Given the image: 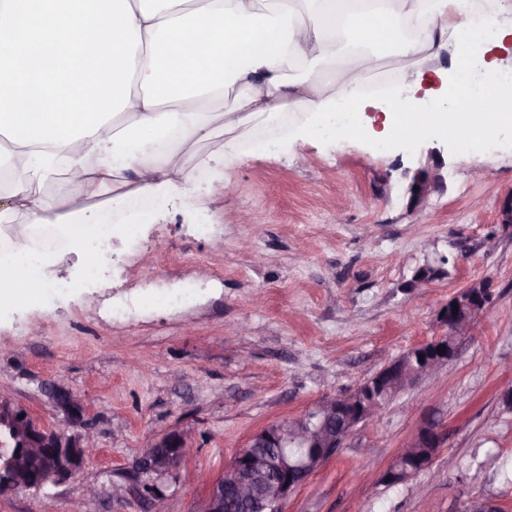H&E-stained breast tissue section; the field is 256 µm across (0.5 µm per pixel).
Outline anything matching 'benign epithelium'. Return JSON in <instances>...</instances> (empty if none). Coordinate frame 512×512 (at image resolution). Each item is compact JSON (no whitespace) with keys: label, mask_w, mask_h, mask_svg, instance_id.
<instances>
[{"label":"benign epithelium","mask_w":512,"mask_h":512,"mask_svg":"<svg viewBox=\"0 0 512 512\" xmlns=\"http://www.w3.org/2000/svg\"><path fill=\"white\" fill-rule=\"evenodd\" d=\"M432 163L414 171L407 186L409 204L419 207L427 202L433 192L445 187L443 173L445 162L440 151H430ZM490 289L469 285L459 294L457 308L444 310L440 320L448 326V335L433 341L445 343L442 352L434 353L426 363L412 372H404L400 378L401 388L416 380L439 372L457 354V337L465 333L482 316ZM356 392L347 395L325 397L304 414L286 420L272 421L255 433L247 448L234 458L196 506V512H281L282 504L302 482L293 479H273L262 493H257L251 480L254 473L286 472L294 467L304 476L312 473L309 463H290L281 456L275 460L264 452L271 442L283 444L286 440L298 441L322 449L316 459L321 465L335 456L345 440L361 424L372 422L382 406L370 403L356 405ZM56 407L78 417L82 414V400L72 392H58ZM5 432L18 448V464L0 468V488L5 491L25 489L20 478V466L24 459L39 453L40 448L56 449V459L48 469L47 482L61 484L71 479L84 465L94 444L90 434L66 435L52 430L38 421L23 408L16 405L4 389L0 388V432ZM445 440L442 420L436 416L423 418L413 436L402 449L399 457H412L418 448H440ZM185 437L181 433H169L151 440L147 451L133 464L132 474L136 478L135 491L140 498L150 503L151 512H166L167 483H180L187 479L183 470Z\"/></svg>","instance_id":"7a95c632"}]
</instances>
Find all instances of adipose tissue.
Listing matches in <instances>:
<instances>
[{"label": "adipose tissue", "mask_w": 512, "mask_h": 512, "mask_svg": "<svg viewBox=\"0 0 512 512\" xmlns=\"http://www.w3.org/2000/svg\"><path fill=\"white\" fill-rule=\"evenodd\" d=\"M511 44L512 0L488 12L474 0H0V160L12 173L0 224L56 225L94 269L93 243L124 233L102 210L152 222L192 198L197 170L218 182L272 146L256 140L194 168L184 155L288 112L303 116L286 130L297 141L383 150L430 135L481 150L512 127V73L497 57ZM445 51L452 71L418 103L413 90ZM390 55L398 85L365 96ZM57 175L78 191L51 202L42 187ZM102 193L101 210L90 200ZM54 259L0 236V306L38 301Z\"/></svg>", "instance_id": "obj_1"}]
</instances>
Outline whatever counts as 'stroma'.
I'll return each instance as SVG.
<instances>
[{
    "label": "stroma",
    "mask_w": 512,
    "mask_h": 512,
    "mask_svg": "<svg viewBox=\"0 0 512 512\" xmlns=\"http://www.w3.org/2000/svg\"><path fill=\"white\" fill-rule=\"evenodd\" d=\"M448 165L445 190L408 205L406 170L430 148ZM512 134L467 153L423 137L386 152L363 141L283 145L201 182L139 241L115 239L113 276L58 302L0 310V384L37 421L92 431L82 470L42 490L0 493V512H150L114 501L156 437L184 434L194 479L167 490L169 512H191L251 437L320 399L352 392L409 349L447 335L440 313L475 281L491 300L458 339L456 358L417 380L358 426L282 512H462L489 497L512 512ZM209 224L210 236L195 227ZM190 289L187 301L167 293ZM82 399L81 418L56 408L51 386ZM447 425L428 468L395 486L378 475L423 416Z\"/></svg>",
    "instance_id": "obj_1"
}]
</instances>
